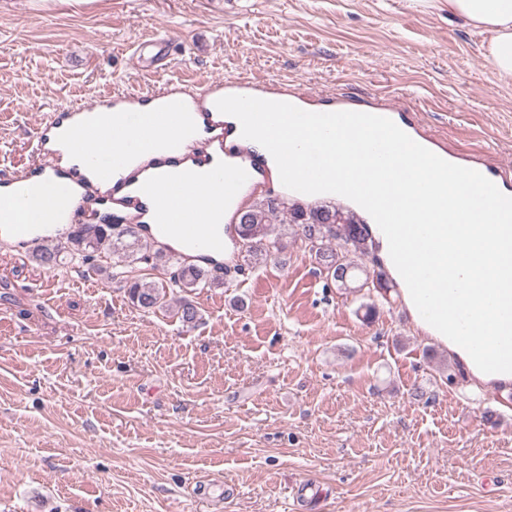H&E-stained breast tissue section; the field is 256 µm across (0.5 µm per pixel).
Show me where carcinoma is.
<instances>
[{
    "mask_svg": "<svg viewBox=\"0 0 512 512\" xmlns=\"http://www.w3.org/2000/svg\"><path fill=\"white\" fill-rule=\"evenodd\" d=\"M281 213L280 203L268 199L246 207L237 224L238 238L251 257H272L280 251L275 224ZM289 223L298 226L310 245V251L321 267V272L340 288H355L367 293L387 294L390 289L386 272L371 273L360 266L355 257L373 250L368 224L349 208L335 205L288 208ZM69 240L83 252L89 269L101 271L99 255L103 246L112 253V277L119 276L118 268L137 260L149 259L150 246L142 240L138 227L131 224H98L94 231L80 224L72 230ZM62 244L50 243L34 249L33 258L41 265H57ZM212 273L196 264L185 263L172 274L171 283L185 293L215 283ZM124 288L132 305L147 312L167 307L166 287L144 278L124 279ZM185 326L198 320V310L191 300L182 298L176 310Z\"/></svg>",
    "mask_w": 512,
    "mask_h": 512,
    "instance_id": "1",
    "label": "carcinoma"
}]
</instances>
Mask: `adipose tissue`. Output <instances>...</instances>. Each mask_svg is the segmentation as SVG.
Returning a JSON list of instances; mask_svg holds the SVG:
<instances>
[{
  "instance_id": "adipose-tissue-1",
  "label": "adipose tissue",
  "mask_w": 512,
  "mask_h": 512,
  "mask_svg": "<svg viewBox=\"0 0 512 512\" xmlns=\"http://www.w3.org/2000/svg\"><path fill=\"white\" fill-rule=\"evenodd\" d=\"M448 13L464 24L490 34L483 54L500 79L512 81V0H447ZM393 166L395 187L412 192L415 184L439 182L437 192L421 197L419 206L428 222L425 236L391 233L374 224L370 232L379 243V257L399 284L398 296L413 322L448 348L461 370L479 385L512 389V224L495 221L490 211L512 192L498 187L485 193L488 214L475 217L459 209L457 188L479 183L476 172H448L421 161L415 142H405ZM23 200L7 218L14 224H45L53 219L43 206L45 186L40 177L29 180ZM454 215L451 224L445 215ZM422 247L429 283L418 286L413 267L399 254Z\"/></svg>"
}]
</instances>
